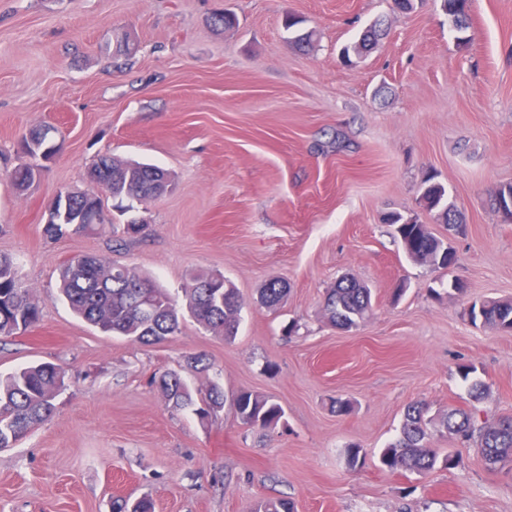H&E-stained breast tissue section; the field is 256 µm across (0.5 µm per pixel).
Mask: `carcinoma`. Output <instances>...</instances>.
I'll return each instance as SVG.
<instances>
[{
  "mask_svg": "<svg viewBox=\"0 0 512 512\" xmlns=\"http://www.w3.org/2000/svg\"><path fill=\"white\" fill-rule=\"evenodd\" d=\"M472 0H443L450 28L457 40L465 42L470 28ZM384 34L382 22L376 21L359 41L343 50L348 64L351 55L371 49ZM93 170L112 180L110 195L118 200L154 197L157 182L167 173L146 163L119 161L103 155ZM13 187L26 190L33 179L25 162L17 164L8 174ZM422 200L430 210L439 212L442 223L459 231L463 219L454 202L449 200L446 187L429 176L423 182ZM86 206L79 194L69 198L67 206L57 210V223L45 225L46 235L57 237L70 226V217ZM386 223L394 227L407 256L419 264H430L448 270L457 257L444 242L434 236L425 224L406 220L391 212ZM78 232L144 236L150 232L147 224L134 221L128 224H79ZM59 293L73 313L104 333L125 336L134 342L156 344L181 331L184 315H189L202 328L226 339L236 335L240 324L242 304L236 288L220 274H199L191 287L184 290L182 304L133 267L118 266L103 256L85 255L67 262L60 272ZM288 294L287 285L278 279L265 284L260 302L268 308L280 305ZM372 306L370 291L354 279L343 278L327 293L323 312L327 321L340 329L358 326ZM41 310L32 291L23 282L17 262L0 255V337H11L25 331L40 320ZM473 325L512 330V300L490 299L474 302L465 309ZM169 406L190 408L200 420H207L224 410V388L217 382L206 389H195L175 370H164L154 377ZM65 389L64 370L51 363H40L0 375V448H8L26 437L35 427L47 421L55 410V399ZM231 405L239 422L250 428L270 429L284 416L280 403L269 398L242 391L232 395ZM427 405H410L401 426L399 438L382 449L380 464L388 471L405 470L426 474L438 467L455 465L451 456L439 457L427 448V442L437 427L460 440L471 443L481 457L492 458L490 469L500 462L512 463V417L479 420L476 410L450 409L439 423L426 417ZM112 512H154L152 500L144 496L133 503L116 499ZM252 512H294L288 500H260Z\"/></svg>",
  "mask_w": 512,
  "mask_h": 512,
  "instance_id": "1",
  "label": "carcinoma"
}]
</instances>
